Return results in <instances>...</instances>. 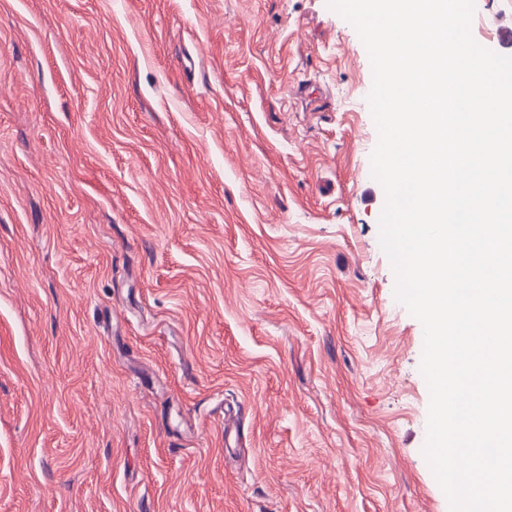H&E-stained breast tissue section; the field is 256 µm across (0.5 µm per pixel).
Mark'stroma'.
I'll list each match as a JSON object with an SVG mask.
<instances>
[{
	"mask_svg": "<svg viewBox=\"0 0 512 512\" xmlns=\"http://www.w3.org/2000/svg\"><path fill=\"white\" fill-rule=\"evenodd\" d=\"M372 84L328 0H0V512H450Z\"/></svg>",
	"mask_w": 512,
	"mask_h": 512,
	"instance_id": "obj_1",
	"label": "stroma"
}]
</instances>
